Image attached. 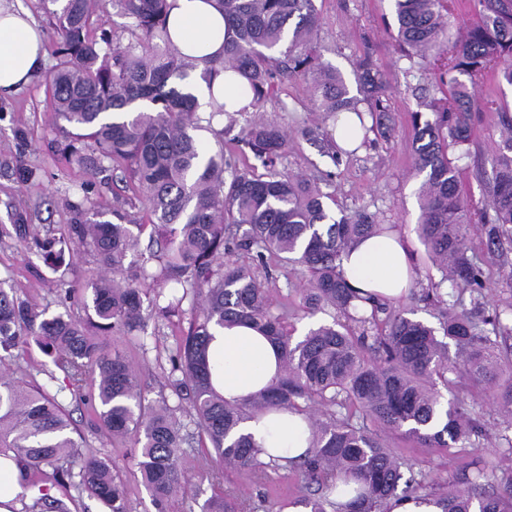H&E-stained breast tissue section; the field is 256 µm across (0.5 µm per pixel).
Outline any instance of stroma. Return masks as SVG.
Masks as SVG:
<instances>
[{"mask_svg":"<svg viewBox=\"0 0 512 512\" xmlns=\"http://www.w3.org/2000/svg\"><path fill=\"white\" fill-rule=\"evenodd\" d=\"M319 13L316 50L322 62L342 74L347 85H354V63L371 54L387 78V99L393 132L389 139L371 136L362 150L343 157L333 166L324 156V140L332 126L320 123L310 101V82L293 74L276 81L257 114L273 121L289 134L288 148L280 168L303 173L315 179L329 199L331 213L373 215L376 223L389 224L408 241L416 272L410 293L396 302L399 310H414L417 319L434 323V309L421 299L440 275L420 243L415 226L420 218L418 192L422 179L413 171L410 115L419 108L421 96L431 94V78L421 70L409 69L386 25L391 18L390 0H315ZM476 106L471 113L472 145L469 157L459 160L464 192L475 207L488 200L487 184L502 137L501 112L512 115V86L492 79L479 81L472 88ZM495 98L500 112H481L477 106ZM319 128L322 138L313 141L302 136L305 128ZM64 139L55 124L52 96L45 77H38L20 91L0 97V227H10L16 213L25 212L32 228L26 239L0 236V282L14 289L17 296L45 310L47 315L64 314L85 323L92 315L84 299L91 283L102 273L90 249L72 245L62 265L45 264L40 245L48 239L68 237L73 213L70 203L83 196L94 199L97 209L108 212L113 205L130 203V213L138 223L148 224L152 215L141 204L142 193L124 174L109 167L89 174L77 163L66 162ZM468 254L485 269L489 288L484 302L489 309L508 312L512 328V241L504 242L499 256H490L481 225H471L466 241ZM258 276L272 274L275 307H287L286 325L294 338H301L309 327L331 322V315H309L300 304L298 289L306 283L301 267L283 269L277 259L257 267ZM144 314L148 319L144 345H127L126 352L139 371L147 399H156L172 371V359L189 331L193 310L178 317L160 316L152 305L157 287L145 284ZM0 374L20 382L34 383L50 394L69 413L82 438L83 452L108 457L127 481L133 512H156L149 493L141 483L131 448L113 443L112 437L80 402L75 387L59 370L53 355L35 341L19 345L0 360ZM445 399H464L484 427L479 447L461 449L421 448L400 437L386 435L393 448L414 471L439 481H453L465 487L478 471H490L512 438L508 423L492 400L491 391H469L463 383L445 390ZM225 489L243 495L254 512H283L288 503L305 489L302 476L291 470L269 472L264 484H255L247 472L225 469Z\"/></svg>","mask_w":512,"mask_h":512,"instance_id":"1","label":"stroma"}]
</instances>
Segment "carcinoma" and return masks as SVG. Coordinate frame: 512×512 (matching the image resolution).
Returning a JSON list of instances; mask_svg holds the SVG:
<instances>
[{
    "label": "carcinoma",
    "instance_id": "cac0c4a2",
    "mask_svg": "<svg viewBox=\"0 0 512 512\" xmlns=\"http://www.w3.org/2000/svg\"><path fill=\"white\" fill-rule=\"evenodd\" d=\"M58 35L57 64L47 75L55 123L66 140L64 153L90 170L105 161L122 166L142 189L154 217L151 235L159 245L155 268H125L127 253L144 230L122 207L102 219L95 206L73 207L72 239L88 245L112 275L91 288L90 304L103 336L62 314L46 316L12 290L0 287V349L7 352L33 337L54 356L71 384L82 389L86 375L99 372L98 392L83 396L112 438L138 450L137 468L156 512H171L177 494L192 480L208 483L214 495L205 512H249L250 504L223 489L224 471L212 457L261 481L268 470H299L316 485L317 496L292 504L309 512L336 509L331 496L336 475L354 483L345 512H390L392 501L431 497L440 512H512V469L489 492L478 472L468 490L451 483L441 493L421 472L403 463L381 442L378 432L397 434L425 448L476 445L482 425L461 400L442 403L438 385L447 374L473 387L493 390L497 405L512 414V364L494 354L483 326L500 324L498 311L480 301L486 288L482 268L466 254L472 224L485 226L487 248L495 253L512 233V117L501 113L505 134L496 157L489 198L475 208L465 196L457 165L472 142V97L467 82L487 75L512 85V0H473L478 20L464 34L451 31L454 0H391L396 41L410 66L432 76L440 96L428 98L426 111L411 115L415 174L421 218L416 232L440 283L473 294L471 309L431 288L426 300L442 304L440 328L394 312L388 303L362 298L340 273L343 254L358 238L384 230L371 216L333 218L329 195L299 174L278 170L288 136L274 122L252 121L242 128L255 163L239 165L224 152V131L213 128L227 114L211 99L198 112L196 98L182 83L195 71L211 81L222 70L247 81L244 91L258 107L277 74L306 75L318 111L336 117L365 104L375 116L376 134L389 136L385 123L386 76L368 55L356 63L357 95L336 68L320 61L313 34L318 26L315 0H216L230 22L224 57L198 60L181 55L167 26V0H49ZM135 19L138 33L115 44L103 28L109 10ZM101 27L99 38L90 36ZM212 132L217 148H207L195 131ZM246 255L258 264L276 257L283 266L309 274L302 292L311 314L334 309L339 318L309 329L299 341L274 310L269 281L252 267L218 262L226 254ZM174 283L182 295L158 306L165 318L183 313L187 295L201 300L188 334L173 359L180 375L168 379L171 395L186 400L190 423L174 416L168 398L146 401L138 373L128 358L108 349L105 336L135 339L145 332L142 282ZM386 315L378 323L379 315ZM248 325L281 351V375L268 388L230 402L214 387L209 361L213 327ZM453 341L456 358L448 356ZM351 405L355 414L337 415ZM268 411L306 416L309 448L296 460L262 457L241 425ZM209 443L193 467L182 462L183 445ZM13 454L23 487L61 485L78 478L79 493L98 500L105 512H132L126 487L110 462L80 451L73 428L56 398L42 387L0 378V455ZM78 472H73V469ZM24 512H70L47 494Z\"/></svg>",
    "mask_w": 512,
    "mask_h": 512
}]
</instances>
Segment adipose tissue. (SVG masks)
Segmentation results:
<instances>
[{"mask_svg": "<svg viewBox=\"0 0 512 512\" xmlns=\"http://www.w3.org/2000/svg\"><path fill=\"white\" fill-rule=\"evenodd\" d=\"M168 27L175 46L199 58L224 53L227 24L216 0H168ZM44 33L13 0H0V96L10 95L45 69ZM341 272L355 289L396 300L413 281L405 241L398 235L373 236L351 244ZM276 347L255 329L240 325L216 333L210 344L214 384L225 399L240 400L267 386L277 375ZM246 432L257 445L279 459L298 458L307 448L301 416L273 412L248 421Z\"/></svg>", "mask_w": 512, "mask_h": 512, "instance_id": "adipose-tissue-1", "label": "adipose tissue"}]
</instances>
